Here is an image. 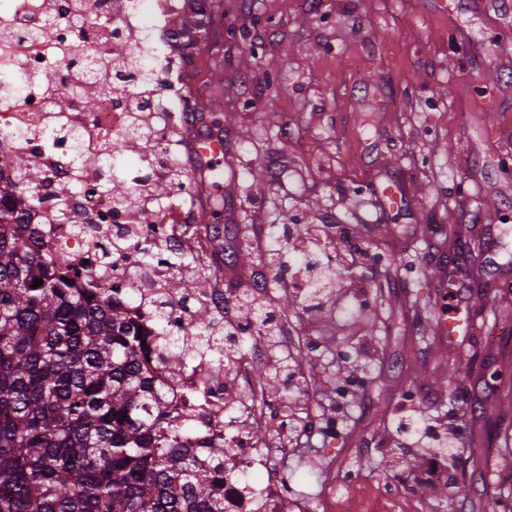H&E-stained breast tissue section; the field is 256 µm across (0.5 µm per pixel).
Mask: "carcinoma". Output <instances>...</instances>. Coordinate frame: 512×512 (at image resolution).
Wrapping results in <instances>:
<instances>
[{
	"mask_svg": "<svg viewBox=\"0 0 512 512\" xmlns=\"http://www.w3.org/2000/svg\"><path fill=\"white\" fill-rule=\"evenodd\" d=\"M179 25L195 35L192 51L206 47L201 22L186 17ZM105 51L137 62V50L122 43ZM130 139L157 157L137 114ZM13 163L19 183H0V512H224V467L202 458L222 456L226 446L205 437L195 450L181 447L189 422L170 417L164 384L148 369L153 359L172 373L193 354L232 360L213 333L205 259L174 261L150 243L133 245L144 261L197 271L190 285L173 275L163 281L153 343L115 303L119 289L82 285L50 262L36 225L8 206L22 192L35 197L47 175L24 157ZM187 179L172 168L149 201ZM105 191L112 207H127L119 176ZM36 280L43 284L33 287ZM177 297L192 300L189 344L166 334Z\"/></svg>",
	"mask_w": 512,
	"mask_h": 512,
	"instance_id": "1",
	"label": "carcinoma"
}]
</instances>
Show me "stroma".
<instances>
[{
  "mask_svg": "<svg viewBox=\"0 0 512 512\" xmlns=\"http://www.w3.org/2000/svg\"><path fill=\"white\" fill-rule=\"evenodd\" d=\"M224 28L209 32L197 74L218 102L224 134V243L264 261L259 228L321 224L351 229L366 251L306 311H279L282 333L240 335L254 374L274 380L285 357L325 413L347 374L363 383L344 401L335 439L305 434L285 467L299 498L318 501L333 468L359 473L356 495L374 494L433 446L420 427L463 422L455 464L459 497L411 488L427 512H485L486 495L512 506V405L486 417L487 372L512 373V0H218ZM408 203L384 207L382 186ZM495 225L487 236L486 225ZM467 249L499 271L459 266L476 302V330L440 350L431 324L433 271ZM365 282L372 305L358 304ZM324 340L310 356L307 337ZM352 356L339 361L341 345Z\"/></svg>",
  "mask_w": 512,
  "mask_h": 512,
  "instance_id": "obj_1",
  "label": "stroma"
}]
</instances>
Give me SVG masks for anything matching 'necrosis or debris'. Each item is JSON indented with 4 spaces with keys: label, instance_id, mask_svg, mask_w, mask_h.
<instances>
[{
    "label": "necrosis or debris",
    "instance_id": "1",
    "mask_svg": "<svg viewBox=\"0 0 512 512\" xmlns=\"http://www.w3.org/2000/svg\"><path fill=\"white\" fill-rule=\"evenodd\" d=\"M202 0H5L0 5V178L14 181L13 165L21 156L48 176L40 188V203L28 196L16 202L36 224L49 259L58 267L78 268L81 275L108 288H137L153 292L157 269L133 253L104 254V239L132 231L144 239L183 252L191 226L207 211L205 187L222 177L197 148L185 149L183 166L190 183L174 190L147 212L129 207L113 210L102 192L106 168L118 164L121 178L133 189L166 182L169 170L144 159L130 166L117 154L127 139L128 109L116 99L100 97L85 110L84 95L94 91L102 76H123L125 88L139 92L140 71L158 75L145 94L146 109L156 117L153 137L160 152L170 150L172 135H197L221 140L210 116L200 108L206 90L195 77L186 33L172 20L203 10ZM140 50L137 69L107 59L104 49L115 38ZM72 84L76 100L67 110L52 105L51 87ZM246 361L224 370L205 360L183 363L166 378L173 414L192 413L194 424L183 431L182 447H198L202 437L221 439L224 456V512H299L280 466L295 452L293 424L279 417V431L265 442H255L267 421L251 413L249 432L240 431L229 413L236 410V394L249 386L251 399L265 402L261 385L252 383ZM265 473L262 485L251 484L249 471Z\"/></svg>",
    "mask_w": 512,
    "mask_h": 512
}]
</instances>
